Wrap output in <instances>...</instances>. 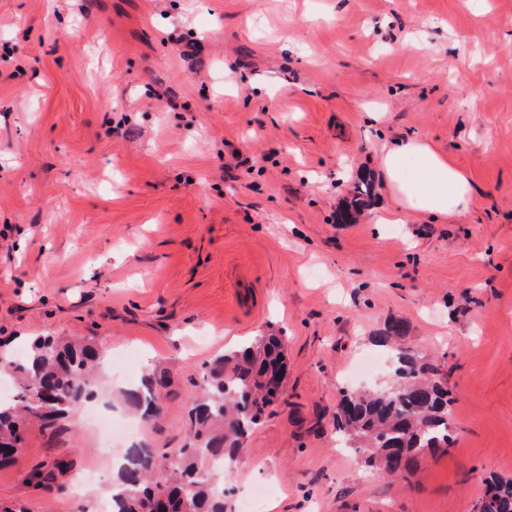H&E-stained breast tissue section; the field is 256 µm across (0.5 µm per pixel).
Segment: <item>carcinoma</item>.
<instances>
[{
	"label": "carcinoma",
	"mask_w": 512,
	"mask_h": 512,
	"mask_svg": "<svg viewBox=\"0 0 512 512\" xmlns=\"http://www.w3.org/2000/svg\"><path fill=\"white\" fill-rule=\"evenodd\" d=\"M373 195L371 177L360 176L340 220L355 221ZM405 329L395 320L374 337L391 348L390 386L344 391L336 406V430L366 466L401 479L414 474L421 453L446 449L454 438L448 386L428 377V366L417 357L392 346ZM104 357L92 338L45 336L19 359L0 358V373L11 375L16 389L10 401H0V464L20 448L29 420L55 431L103 393ZM285 379L282 338L272 333L213 359L190 398L187 442L161 452L144 444L128 448L116 474L120 491L109 493L110 500L119 512H226L224 470L216 465L239 455L244 438L283 393ZM168 381L167 371H154L117 394L148 422L160 410ZM484 487L491 499L479 498L476 512H512V478L491 475Z\"/></svg>",
	"instance_id": "obj_1"
}]
</instances>
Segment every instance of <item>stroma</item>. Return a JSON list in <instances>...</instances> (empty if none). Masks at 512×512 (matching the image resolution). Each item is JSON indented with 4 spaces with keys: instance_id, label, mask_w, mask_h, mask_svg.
Returning <instances> with one entry per match:
<instances>
[{
    "instance_id": "stroma-1",
    "label": "stroma",
    "mask_w": 512,
    "mask_h": 512,
    "mask_svg": "<svg viewBox=\"0 0 512 512\" xmlns=\"http://www.w3.org/2000/svg\"><path fill=\"white\" fill-rule=\"evenodd\" d=\"M401 137L466 174V216L374 223ZM365 173L370 207L338 223ZM394 320L457 426L406 483L337 447L333 421ZM270 328L287 388L237 489L278 484L276 512H474L488 472L512 477V0H0V349L96 338L115 389L168 369L139 440L176 448L205 365ZM100 440L84 415L31 424L0 505L99 512Z\"/></svg>"
}]
</instances>
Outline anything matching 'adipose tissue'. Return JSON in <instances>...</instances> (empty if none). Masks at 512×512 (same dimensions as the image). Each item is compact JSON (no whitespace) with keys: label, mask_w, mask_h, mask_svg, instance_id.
I'll list each match as a JSON object with an SVG mask.
<instances>
[{"label":"adipose tissue","mask_w":512,"mask_h":512,"mask_svg":"<svg viewBox=\"0 0 512 512\" xmlns=\"http://www.w3.org/2000/svg\"><path fill=\"white\" fill-rule=\"evenodd\" d=\"M380 168L393 205L377 214V223L401 224L414 215L453 219L466 215L473 206L467 176L449 164L428 139L394 141L384 149Z\"/></svg>","instance_id":"adipose-tissue-1"}]
</instances>
